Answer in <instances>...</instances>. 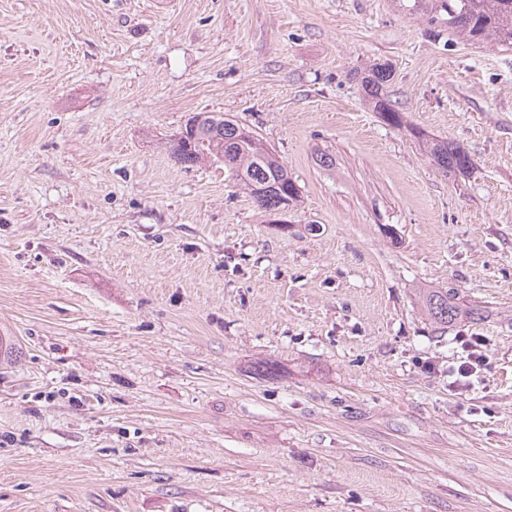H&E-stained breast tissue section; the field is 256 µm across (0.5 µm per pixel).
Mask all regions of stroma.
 Returning <instances> with one entry per match:
<instances>
[{
  "mask_svg": "<svg viewBox=\"0 0 512 512\" xmlns=\"http://www.w3.org/2000/svg\"><path fill=\"white\" fill-rule=\"evenodd\" d=\"M171 2L0 0V512H512V50L392 0ZM375 62L471 172L382 122ZM196 112L297 205L176 163ZM244 131L250 135L245 136ZM176 136L170 146L174 161L195 164L208 156L224 158V167L236 173L258 209H288L298 196L296 184L279 157L253 131L231 117L214 112L195 113ZM427 153L431 161L445 175L466 173L472 166L469 152L463 145L449 141L425 138ZM418 295L422 310L435 325L448 327L463 320L477 321L481 317L480 308L460 302L452 289L420 288ZM461 347L468 352V362L462 364L459 369V375L462 377H468L473 371L481 366L485 360L484 355L481 353V346L483 340L476 336H462L460 338Z\"/></svg>",
  "mask_w": 512,
  "mask_h": 512,
  "instance_id": "obj_1",
  "label": "stroma"
}]
</instances>
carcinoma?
Here are the masks:
<instances>
[{"label": "carcinoma", "instance_id": "1", "mask_svg": "<svg viewBox=\"0 0 512 512\" xmlns=\"http://www.w3.org/2000/svg\"><path fill=\"white\" fill-rule=\"evenodd\" d=\"M396 6L410 16H418L439 28L453 30L466 40L506 50L512 49V0H396ZM392 70L377 63L366 77L367 96L385 124L421 139L425 134L409 123L384 97L385 83ZM246 127L214 112H198L172 139L170 155L180 164H195L206 157L224 159V167L234 171L250 193L257 208L266 212L284 210L298 196L288 168L255 135H244ZM431 161L444 174L466 173L472 159L458 143L426 138ZM419 302L427 318L446 327L459 321L479 320L481 309L470 307L450 289L422 288Z\"/></svg>", "mask_w": 512, "mask_h": 512}]
</instances>
